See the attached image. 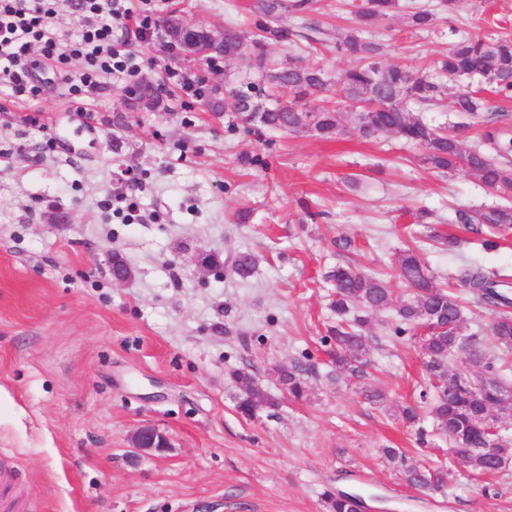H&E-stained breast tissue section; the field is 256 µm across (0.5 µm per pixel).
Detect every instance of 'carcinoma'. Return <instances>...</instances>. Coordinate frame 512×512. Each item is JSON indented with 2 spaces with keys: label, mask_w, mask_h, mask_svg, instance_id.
I'll return each instance as SVG.
<instances>
[{
  "label": "carcinoma",
  "mask_w": 512,
  "mask_h": 512,
  "mask_svg": "<svg viewBox=\"0 0 512 512\" xmlns=\"http://www.w3.org/2000/svg\"><path fill=\"white\" fill-rule=\"evenodd\" d=\"M312 7V0H280L266 6L269 14L284 9L290 14H303ZM399 0H367L355 12V25L345 31L331 34L317 27L306 33L288 32L292 42L322 43L336 38V51L353 60V65L338 77L342 95L328 98L315 109L305 100L323 93L332 85L326 70L317 63L302 60L288 61L280 67L281 76L272 79L266 57L258 54L254 67L268 87L283 86L293 92L292 101L267 104L271 95L263 94L258 84L239 81L231 92L230 110L236 111L235 100L257 99L259 116L257 126L278 131L296 132L304 126L306 113H317L319 123L316 135L328 139L354 125L366 138L390 133L423 150V162L444 174H452L462 167L478 182L495 191L512 190V136L502 125L491 124L482 132L479 145L463 148L461 142L448 132L447 127H435L414 114L409 108L435 106L443 96L453 92L452 111L472 118L491 111L488 92L498 102H512V36L485 38L476 34L460 36L453 42L448 54L436 63V73L425 70L410 71L381 62L383 45L366 33L379 20L397 12ZM458 9V0H436L406 13L407 25L413 30L432 28L439 13L451 15ZM246 48L235 29L224 32V57L233 58ZM437 133H432V130ZM460 224H469L483 231L482 248L495 250L500 239L512 230V206L495 205L456 213ZM257 264L256 256L248 251L239 253L233 261V271L248 278ZM335 288L332 311L334 325L322 337L329 347L328 356L339 381L343 378L363 383L369 377L371 360L367 357L366 337L369 314L393 307V292L388 282L366 274L350 265H338L328 274ZM398 278L412 290L410 300L396 306L397 324L393 336L406 337L417 344L425 355L423 383L418 397L410 406L400 410L408 423L421 421V414L429 415L437 427L448 434L453 448L467 442L481 445L493 439L484 427V412L493 409L499 415L512 416V392L503 389H472L461 375L448 371V357L469 348L475 351L484 374L498 379L496 351L512 350V277L481 267L466 266L452 277L455 285L466 288L485 310L494 315L489 335L466 334L463 307L459 297L446 287L433 282L427 267L410 248L402 251ZM306 370L299 365L280 370L279 380L295 400L308 397ZM232 380L239 385L237 411L252 418L264 408L276 406L260 388L253 384L251 375L234 370ZM386 461L398 465L407 480L421 489L440 490L444 486V466L421 465L406 457L396 448L383 449ZM512 459V439L495 448L491 456L475 455L465 462L474 478L491 477L500 473ZM328 512H353L355 504L342 492L324 493Z\"/></svg>",
  "instance_id": "carcinoma-1"
}]
</instances>
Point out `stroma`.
Returning a JSON list of instances; mask_svg holds the SVG:
<instances>
[{
    "instance_id": "stroma-1",
    "label": "stroma",
    "mask_w": 512,
    "mask_h": 512,
    "mask_svg": "<svg viewBox=\"0 0 512 512\" xmlns=\"http://www.w3.org/2000/svg\"><path fill=\"white\" fill-rule=\"evenodd\" d=\"M360 2L317 0L312 12L272 20L266 0H152L158 17L231 27L247 44L196 69L172 58L161 35L124 30V52L160 86L154 111L128 108L131 77L104 79L79 102L49 66L35 73L38 98L0 84V448L24 512H327L328 491L360 496L366 512H512V465L471 479L432 420L422 444L402 420L424 357L392 338L393 308L371 314L367 341L369 383L386 405H369L355 382L332 383L320 344L336 263L385 275L396 304L410 297L397 276L406 226L418 225L419 256L438 281L465 265L512 275V235L486 251L455 220L495 193L466 171L435 172L396 136L248 127L235 113L203 111L201 97L167 78L176 68L209 93L237 85L253 75L256 49L279 65L302 55L284 39L255 47L258 24L344 30ZM455 27L512 34V0H460L428 32L398 13L369 35L385 63L429 68ZM419 116L467 149L482 134L478 119L447 104ZM115 136L118 153L108 147ZM56 208L71 223H48ZM243 251L258 258L246 279L230 267ZM116 253L132 270L121 284L110 273ZM207 254L220 267L202 269ZM295 364L309 369L299 402L279 382ZM234 369L275 407L238 414ZM144 424L169 448L134 452ZM386 447L444 463L443 490L408 486Z\"/></svg>"
}]
</instances>
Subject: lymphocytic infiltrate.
I'll return each instance as SVG.
<instances>
[{
	"label": "lymphocytic infiltrate",
	"instance_id": "lymphocytic-infiltrate-1",
	"mask_svg": "<svg viewBox=\"0 0 512 512\" xmlns=\"http://www.w3.org/2000/svg\"><path fill=\"white\" fill-rule=\"evenodd\" d=\"M58 0H0V81L8 82L14 95L38 97L33 71L39 61L51 63L59 82L72 99L96 90L102 78L117 72L137 73L133 56L121 54L114 37L116 24L137 19L142 31L156 26L153 16H136L126 0H72L80 14V39L62 47L54 25ZM80 61V75L69 69Z\"/></svg>",
	"mask_w": 512,
	"mask_h": 512
}]
</instances>
